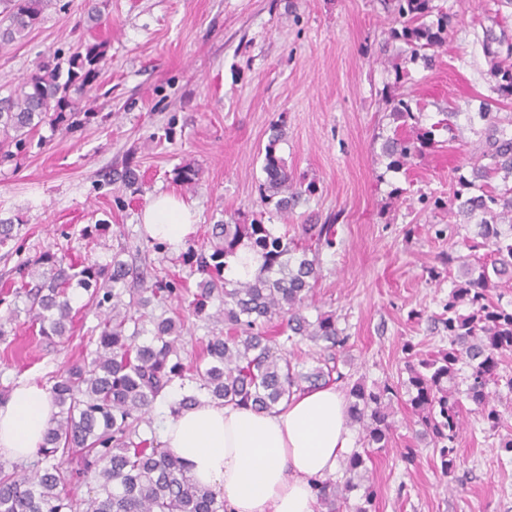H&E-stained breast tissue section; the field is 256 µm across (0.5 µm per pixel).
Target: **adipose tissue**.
I'll return each mask as SVG.
<instances>
[{
  "instance_id": "1",
  "label": "adipose tissue",
  "mask_w": 512,
  "mask_h": 512,
  "mask_svg": "<svg viewBox=\"0 0 512 512\" xmlns=\"http://www.w3.org/2000/svg\"><path fill=\"white\" fill-rule=\"evenodd\" d=\"M142 222L151 239L177 249L195 218L183 201L161 194ZM178 398L171 392L159 409L160 438L195 482L218 493L227 512H316L313 482L335 473L351 441L347 404L336 386L295 395L270 411L205 399L179 409ZM55 412L45 388L33 381L17 386L0 404V454L32 458Z\"/></svg>"
}]
</instances>
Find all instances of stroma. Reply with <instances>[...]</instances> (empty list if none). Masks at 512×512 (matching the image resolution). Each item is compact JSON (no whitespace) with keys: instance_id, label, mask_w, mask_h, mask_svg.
<instances>
[{"instance_id":"1","label":"stroma","mask_w":512,"mask_h":512,"mask_svg":"<svg viewBox=\"0 0 512 512\" xmlns=\"http://www.w3.org/2000/svg\"><path fill=\"white\" fill-rule=\"evenodd\" d=\"M448 11V39L431 67H407L405 46L392 37L390 0H53L23 41L0 50V87L17 84L40 62L66 63L76 48L103 45L108 62L78 103L72 129L41 125L39 147L18 163L0 165V219L14 236L0 245V284L23 263L68 253L76 263L126 259L194 287L188 251L208 245L217 221L251 223L267 215L259 185L272 123L283 126L277 154L295 177L314 181L288 225L334 218V249L305 314L336 311L350 339L341 370L371 384L397 378L403 347L446 348L436 318L451 283L438 260L448 243L429 225L451 222L447 211L422 210L426 193L443 199L457 188L453 171L484 141L477 112L495 81L482 40L492 27V0H435ZM102 22L89 26L90 5ZM410 79L396 80L401 69ZM405 94L430 128L454 111L462 138L437 143L422 158L389 169L382 144L411 135L383 101ZM200 172L195 190L175 180L178 168ZM135 167L140 181L115 176ZM160 193L196 213L188 248L155 249L141 223ZM78 313L60 343L31 328L24 300L7 296L0 314L14 319L0 340V393L31 380L51 387L57 373L88 358L99 311L71 291ZM389 448L372 451L368 475L378 489L373 512H512V462L498 461V438L463 406L456 464L442 473L431 446L417 442L411 415L394 406ZM417 451L406 466L403 449Z\"/></svg>"}]
</instances>
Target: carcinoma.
I'll return each instance as SVG.
<instances>
[{"label": "carcinoma", "instance_id": "1", "mask_svg": "<svg viewBox=\"0 0 512 512\" xmlns=\"http://www.w3.org/2000/svg\"><path fill=\"white\" fill-rule=\"evenodd\" d=\"M0 2L6 13L0 21L2 50L27 38L53 0ZM393 2L401 25L395 36L406 45L410 62L429 67L428 51L448 33V12L433 0ZM430 16L434 20L429 22ZM483 44L496 91L511 100L512 36L487 29ZM104 55L101 45L89 44L69 58L66 80H61L60 65L40 64L0 90L1 162L26 155L30 134L46 120L65 123L75 117L71 94L92 88ZM500 104L493 98L480 101L485 140L468 158L467 173L455 169L459 189L453 197L446 202L419 197L433 211L446 207L451 214L478 219L473 237L461 234L460 224L428 228L434 237L452 242L442 261L456 275L438 319L448 331V348L422 353L407 344L405 375L370 387L362 381L347 384L349 424L358 429L361 448L344 459L342 477L316 483L320 512H372L377 490L364 456L392 442L395 401L410 407L416 438L438 453L444 475L455 466L463 429L460 394L489 431L504 426L494 401L503 389L512 394V372L502 360L512 353V300H504L512 288V133H507L512 113L497 111ZM389 106L394 119L413 128L411 136L383 143L388 166L399 169L431 147L433 132L418 126L408 97L394 96ZM282 135L273 125L259 191L261 202L274 203L275 213L285 217L317 187L297 183L288 173L276 153ZM245 244L263 260L258 274L235 283L223 279L227 259ZM335 244V225L327 222L300 224L292 234L256 219L214 226L211 251L191 252L200 281L189 308L224 322L225 331L208 338L195 368V391L183 396L179 407H190L204 395L216 403L272 410L288 404L298 391L346 378L337 365V352L349 341L346 329L333 312L319 313L313 321L304 314L321 277L320 253ZM457 245L468 254H459ZM121 254L113 253L108 265L88 264L80 270L62 258L46 260L48 268L41 272L18 269L14 295L27 299L29 322L47 339L65 336L73 324L68 290L74 284L105 313L99 336L90 337L95 344L90 361L56 376L51 399L57 412L33 460L10 471L0 464V512H224V502L190 479L183 460L162 447L152 429L154 403L186 379L187 368L181 358L182 317L155 316L149 307L182 302L183 294L174 281L142 274L139 293L124 299L134 270ZM211 303L216 308L209 313ZM148 322L153 331L142 341ZM303 341L319 346L317 365L307 370L294 353ZM90 479L95 487L87 497L70 494L71 485Z\"/></svg>", "mask_w": 512, "mask_h": 512}]
</instances>
